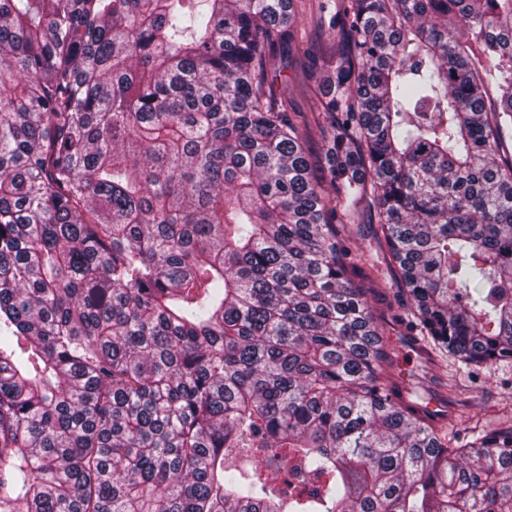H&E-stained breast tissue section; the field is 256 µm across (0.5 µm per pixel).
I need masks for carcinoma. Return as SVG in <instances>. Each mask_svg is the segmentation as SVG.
<instances>
[{
    "label": "carcinoma",
    "instance_id": "carcinoma-1",
    "mask_svg": "<svg viewBox=\"0 0 512 512\" xmlns=\"http://www.w3.org/2000/svg\"><path fill=\"white\" fill-rule=\"evenodd\" d=\"M295 3L0 0V512H512V424L405 395L331 194L425 362L512 360V0H336L326 185ZM320 0H298L297 44L272 59L275 91L288 102L289 112L317 111V84L319 76L313 74V55L329 53L335 49L336 33L329 32L320 22ZM272 70V71H273ZM325 140L319 129L311 121V129L307 133L305 152L311 163L312 171L317 180H324L326 171L324 165Z\"/></svg>",
    "mask_w": 512,
    "mask_h": 512
}]
</instances>
